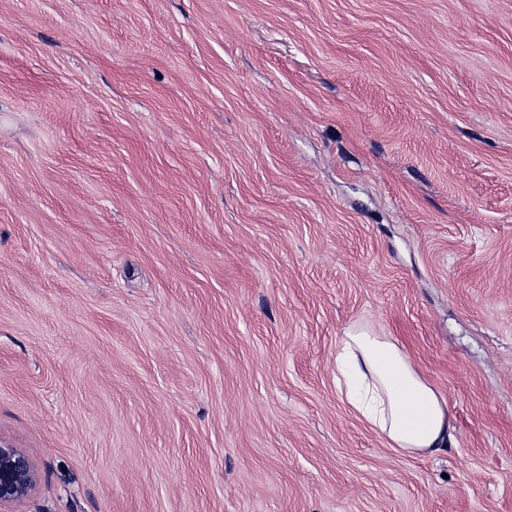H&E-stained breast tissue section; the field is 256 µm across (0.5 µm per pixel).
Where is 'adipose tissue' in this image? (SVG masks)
<instances>
[{
	"label": "adipose tissue",
	"mask_w": 512,
	"mask_h": 512,
	"mask_svg": "<svg viewBox=\"0 0 512 512\" xmlns=\"http://www.w3.org/2000/svg\"><path fill=\"white\" fill-rule=\"evenodd\" d=\"M336 388L395 452L432 454L455 441L447 399L391 337L363 326L346 330L336 350Z\"/></svg>",
	"instance_id": "adipose-tissue-1"
}]
</instances>
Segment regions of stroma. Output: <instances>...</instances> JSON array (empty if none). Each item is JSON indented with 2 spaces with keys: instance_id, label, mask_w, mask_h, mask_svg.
Here are the masks:
<instances>
[{
  "instance_id": "obj_1",
  "label": "stroma",
  "mask_w": 512,
  "mask_h": 512,
  "mask_svg": "<svg viewBox=\"0 0 512 512\" xmlns=\"http://www.w3.org/2000/svg\"><path fill=\"white\" fill-rule=\"evenodd\" d=\"M0 440V512H512V0H0ZM336 388L351 411L403 454H433L454 444L448 400L391 337L352 326L336 350ZM36 480L37 473L28 457L0 441V504L22 500Z\"/></svg>"
}]
</instances>
